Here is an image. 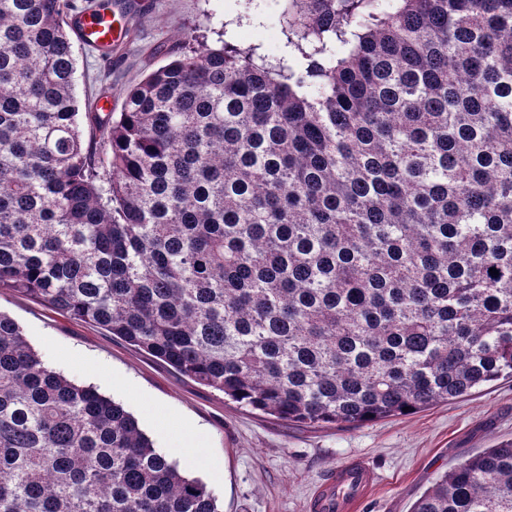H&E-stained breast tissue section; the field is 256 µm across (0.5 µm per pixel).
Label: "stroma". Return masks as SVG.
Masks as SVG:
<instances>
[{
	"label": "stroma",
	"mask_w": 512,
	"mask_h": 512,
	"mask_svg": "<svg viewBox=\"0 0 512 512\" xmlns=\"http://www.w3.org/2000/svg\"><path fill=\"white\" fill-rule=\"evenodd\" d=\"M283 0H131L123 45L111 64L74 41L76 96L91 112L100 95L121 112L125 93L202 33L210 46L229 41L255 55L288 52ZM0 313L21 327L43 362L66 378L94 385L123 405L140 429L187 475L211 488L220 512H306L313 487L353 458L374 467L378 485L361 512H410L439 475L484 449L512 441V382L407 416L358 427L292 423L226 401L106 331L62 315L10 289Z\"/></svg>",
	"instance_id": "stroma-1"
}]
</instances>
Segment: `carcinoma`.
<instances>
[{"label": "carcinoma", "mask_w": 512, "mask_h": 512, "mask_svg": "<svg viewBox=\"0 0 512 512\" xmlns=\"http://www.w3.org/2000/svg\"><path fill=\"white\" fill-rule=\"evenodd\" d=\"M77 9L0 0V288L288 422L512 378V0H285L306 65L201 40L89 139ZM0 512L219 509L0 313ZM411 512H512V442Z\"/></svg>", "instance_id": "cac0c4a2"}]
</instances>
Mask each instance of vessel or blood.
<instances>
[{
  "instance_id": "b4317fda",
  "label": "vessel or blood",
  "mask_w": 512,
  "mask_h": 512,
  "mask_svg": "<svg viewBox=\"0 0 512 512\" xmlns=\"http://www.w3.org/2000/svg\"><path fill=\"white\" fill-rule=\"evenodd\" d=\"M75 34L83 43L109 49L122 37L111 10L100 8L73 18ZM378 476L367 462L352 460L330 472L309 499L310 512H357L362 500L374 488Z\"/></svg>"
}]
</instances>
